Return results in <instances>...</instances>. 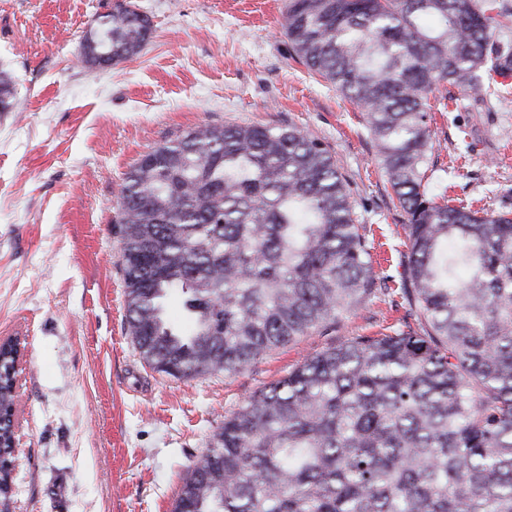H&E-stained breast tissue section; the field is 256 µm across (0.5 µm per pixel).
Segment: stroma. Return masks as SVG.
I'll use <instances>...</instances> for the list:
<instances>
[{
	"label": "stroma",
	"instance_id": "obj_1",
	"mask_svg": "<svg viewBox=\"0 0 512 512\" xmlns=\"http://www.w3.org/2000/svg\"><path fill=\"white\" fill-rule=\"evenodd\" d=\"M143 51L107 69L79 45L114 0H0V340L19 338L12 512H172L226 416L304 356L404 313L387 296L335 328L279 346L234 375L151 370L125 320L113 211L130 166L203 123H294L321 140L397 287L403 214L361 112L294 59L284 0H133ZM435 192L512 211V94L436 116Z\"/></svg>",
	"mask_w": 512,
	"mask_h": 512
}]
</instances>
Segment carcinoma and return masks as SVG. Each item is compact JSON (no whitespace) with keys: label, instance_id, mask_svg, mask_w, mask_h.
Masks as SVG:
<instances>
[{"label":"carcinoma","instance_id":"cac0c4a2","mask_svg":"<svg viewBox=\"0 0 512 512\" xmlns=\"http://www.w3.org/2000/svg\"><path fill=\"white\" fill-rule=\"evenodd\" d=\"M295 57L364 112L405 215L390 332L303 358L250 395L173 512H512V217L435 193L432 112L512 86L499 0H285ZM152 25L115 0L80 43L95 66ZM14 106L0 75V112ZM128 331L155 372L235 374L384 292L328 147L292 124L198 125L125 174ZM18 342L0 343V504L11 494Z\"/></svg>","mask_w":512,"mask_h":512}]
</instances>
